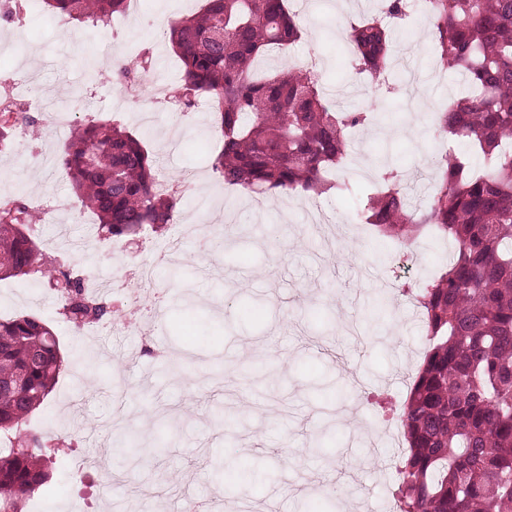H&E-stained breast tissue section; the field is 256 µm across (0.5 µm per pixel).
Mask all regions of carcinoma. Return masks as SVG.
Segmentation results:
<instances>
[{
  "mask_svg": "<svg viewBox=\"0 0 512 512\" xmlns=\"http://www.w3.org/2000/svg\"><path fill=\"white\" fill-rule=\"evenodd\" d=\"M444 68L468 89L438 113L442 136L465 138L477 168L452 149L436 159L437 190L425 209L412 204L394 170L384 190L361 199L366 224L402 243L423 230L457 245L443 269L414 295L433 345L399 418L406 448L393 497L399 512H512V0H428ZM406 0H382L381 16L351 26L355 68L374 79L386 71L389 24ZM38 9L98 25L124 13L126 0H39ZM182 63L171 92L188 112L206 96L223 139L212 169L224 185L271 197L349 186L330 179L345 161L366 112L325 101L314 72L256 74L272 46L301 39L287 0H206L197 14L171 23ZM153 67L119 64L121 84ZM38 126L15 102H0V149L18 121ZM61 163L76 196L110 239L137 237L171 223L180 198L157 190L156 160L119 126L89 121L65 144ZM31 210L0 200V280L38 275L56 288L61 314L81 332L109 313L84 278L47 260L32 238ZM63 367L54 330L31 315L0 319V512H22L46 485V437L23 426L52 391Z\"/></svg>",
  "mask_w": 512,
  "mask_h": 512,
  "instance_id": "1",
  "label": "carcinoma"
}]
</instances>
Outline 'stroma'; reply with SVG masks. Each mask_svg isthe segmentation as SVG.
Wrapping results in <instances>:
<instances>
[{
	"instance_id": "1",
	"label": "stroma",
	"mask_w": 512,
	"mask_h": 512,
	"mask_svg": "<svg viewBox=\"0 0 512 512\" xmlns=\"http://www.w3.org/2000/svg\"><path fill=\"white\" fill-rule=\"evenodd\" d=\"M377 3L352 0L342 15L336 0H310L297 16L302 38L294 56L273 51L261 65L265 71L315 66L337 108L374 112L375 123L353 135L367 167L349 159L337 174L352 194L268 197L260 209L248 191L225 188L211 169L223 142L209 99L194 108L177 147H168L171 105L154 104L156 121L140 122L151 87L126 91L104 71L97 28L70 22L61 33L39 13L21 28L0 17V37L13 43L0 53V73L39 75L40 103L76 109L78 122L126 127L171 179L200 170L202 189L183 197L178 221L222 214L228 239L216 268L195 258L188 240L173 266L158 272L143 297V315L158 318L148 336L110 328L97 336L76 333L40 281L0 280V316L29 314L47 323L64 359L32 427L66 420L72 401L81 412L79 430L66 434L67 448L49 462L48 487L23 512H68L81 498L94 512H184L191 501L223 502V512H240L245 502L250 512H393L402 455L397 416L430 348L399 289L435 276L447 244L429 233L412 242L410 272L393 239L370 224L348 230L342 220L355 217L365 192L379 189L378 169L387 162L399 167L414 203L427 205L436 179L432 156L466 145L436 131L433 114L458 93L461 80H437L428 20L416 22L411 41L394 38L405 46L407 70L428 86L426 101L406 99L407 70L392 71L387 89L354 81L341 41L349 24L375 14ZM203 5L150 0V19L122 28L118 52L131 59L150 49L153 79L179 84L182 65L166 29ZM62 146L43 133L13 144L0 156V199L40 198L33 238L73 272H132L151 259L169 229L126 242L120 263L111 241L86 240L97 218L80 205L58 164ZM173 357L183 361L176 377L166 368ZM126 438L152 449V457L123 466L113 445ZM89 457L102 459L104 470L75 477Z\"/></svg>"
}]
</instances>
